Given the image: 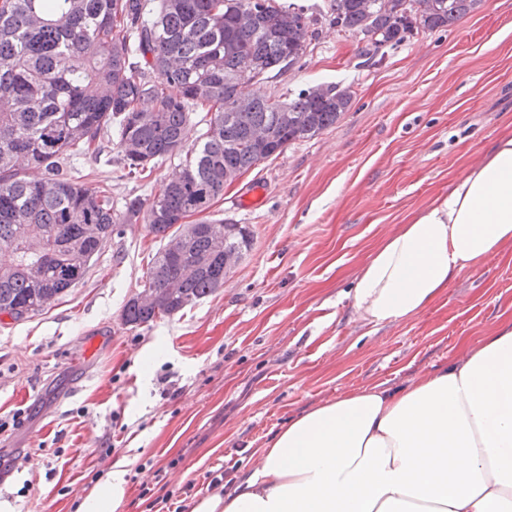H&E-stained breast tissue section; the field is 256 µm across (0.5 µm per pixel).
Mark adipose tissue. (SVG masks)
Listing matches in <instances>:
<instances>
[{
    "label": "adipose tissue",
    "instance_id": "ef3b65f1",
    "mask_svg": "<svg viewBox=\"0 0 512 512\" xmlns=\"http://www.w3.org/2000/svg\"><path fill=\"white\" fill-rule=\"evenodd\" d=\"M508 242L512 138L385 238L356 277L353 309L373 326L402 321ZM124 474L116 462L78 512H114ZM193 512H512V327L406 385L326 400Z\"/></svg>",
    "mask_w": 512,
    "mask_h": 512
}]
</instances>
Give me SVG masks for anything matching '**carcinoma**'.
Segmentation results:
<instances>
[{
	"label": "carcinoma",
	"instance_id": "1",
	"mask_svg": "<svg viewBox=\"0 0 512 512\" xmlns=\"http://www.w3.org/2000/svg\"><path fill=\"white\" fill-rule=\"evenodd\" d=\"M480 0H331L329 22L373 55L419 31L452 25ZM315 19L276 0H0V315L43 311L85 277L104 240L146 211L149 232L186 239L149 261L143 288L122 319L149 324L224 286V254L251 247L242 224H184L242 175L288 146L332 127L351 107L347 86L317 85L288 100L248 94L298 65ZM179 88L177 97L167 88ZM150 100L154 108L138 105ZM207 129L188 141L194 114ZM262 128L267 141L253 132ZM114 131L126 175L143 178L181 157V175L148 208L118 214L112 197L64 173L73 156L104 152Z\"/></svg>",
	"mask_w": 512,
	"mask_h": 512
}]
</instances>
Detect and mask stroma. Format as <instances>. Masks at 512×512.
<instances>
[{
    "instance_id": "stroma-1",
    "label": "stroma",
    "mask_w": 512,
    "mask_h": 512,
    "mask_svg": "<svg viewBox=\"0 0 512 512\" xmlns=\"http://www.w3.org/2000/svg\"><path fill=\"white\" fill-rule=\"evenodd\" d=\"M318 17L302 67L255 84L273 96L352 87V106L225 186L205 218L248 225L250 250L223 288L178 314L133 327L161 242L143 218L108 238L85 279L45 310L0 316V504L77 512L116 461V512H192L216 476L238 481L288 422L336 394L392 387L461 360L512 324V242L453 279L425 311L381 326L357 320L352 284L388 235L446 195L495 142L512 137V0H481L449 27L383 46L363 63L337 32L329 0H294ZM103 181L114 208L151 203L177 169L130 179L120 159L71 158ZM258 202L242 203L251 186Z\"/></svg>"
}]
</instances>
